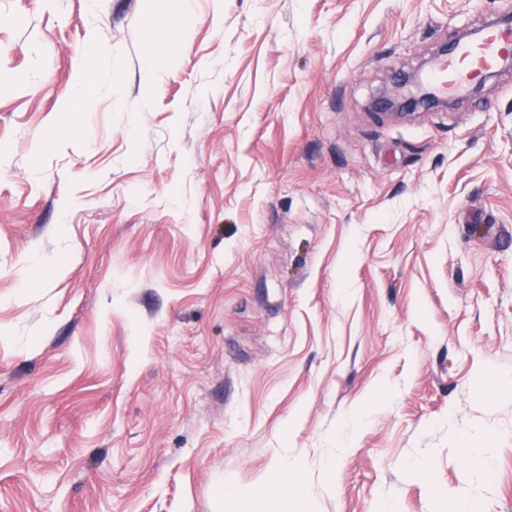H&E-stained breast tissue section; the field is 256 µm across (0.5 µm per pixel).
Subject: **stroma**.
Returning a JSON list of instances; mask_svg holds the SVG:
<instances>
[{"mask_svg":"<svg viewBox=\"0 0 512 512\" xmlns=\"http://www.w3.org/2000/svg\"><path fill=\"white\" fill-rule=\"evenodd\" d=\"M509 11L0 0V512H512V75L371 107ZM102 49L96 50L93 54L86 56L81 61V72L79 75L77 89L84 96L91 95L103 77L98 67V58ZM405 76L400 81H396L395 83L399 86V91L396 94H391L386 90H378L372 99V107L375 109H380L386 112H376L385 115H389L395 119H407L415 117L417 114L421 112H416L414 108V100L416 97L420 96L422 100H429L433 102L442 101L445 108L448 107V99L447 97L442 96H433L427 93L417 82H415L412 87L406 89V91H402L405 87Z\"/></svg>","mask_w":512,"mask_h":512,"instance_id":"1","label":"stroma"}]
</instances>
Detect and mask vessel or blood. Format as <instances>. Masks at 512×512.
Returning a JSON list of instances; mask_svg holds the SVG:
<instances>
[{"label": "vessel or blood", "instance_id": "obj_1", "mask_svg": "<svg viewBox=\"0 0 512 512\" xmlns=\"http://www.w3.org/2000/svg\"><path fill=\"white\" fill-rule=\"evenodd\" d=\"M512 64V27L487 24L476 41L459 43L453 53L437 60L427 75L439 93L463 91L484 74Z\"/></svg>", "mask_w": 512, "mask_h": 512}]
</instances>
